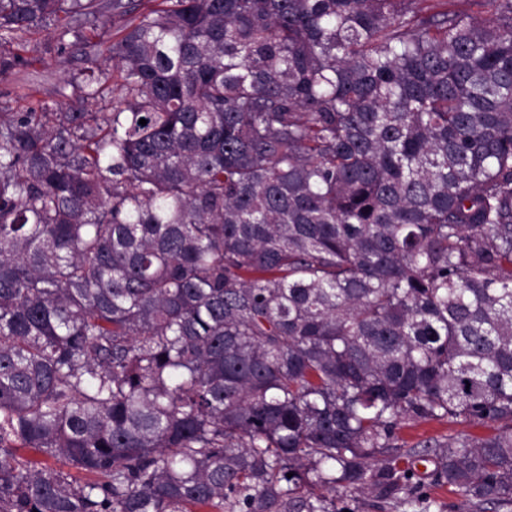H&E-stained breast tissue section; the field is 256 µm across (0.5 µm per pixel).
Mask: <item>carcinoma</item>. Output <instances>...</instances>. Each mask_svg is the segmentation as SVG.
Returning <instances> with one entry per match:
<instances>
[{"label": "carcinoma", "instance_id": "carcinoma-1", "mask_svg": "<svg viewBox=\"0 0 512 512\" xmlns=\"http://www.w3.org/2000/svg\"><path fill=\"white\" fill-rule=\"evenodd\" d=\"M480 2L0 0V77L34 27L112 62L0 112V512H357L431 421L496 426L424 444L457 512L512 506V0Z\"/></svg>", "mask_w": 512, "mask_h": 512}]
</instances>
